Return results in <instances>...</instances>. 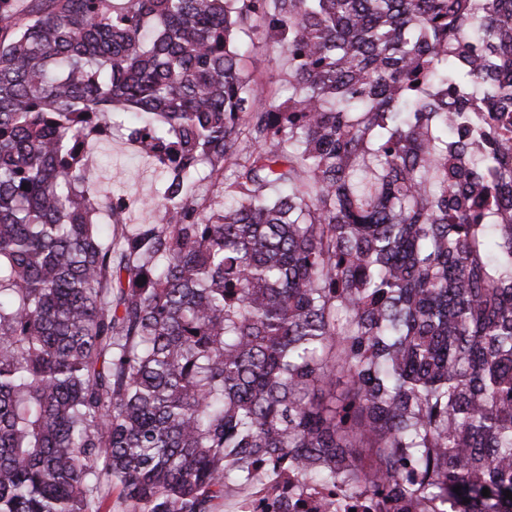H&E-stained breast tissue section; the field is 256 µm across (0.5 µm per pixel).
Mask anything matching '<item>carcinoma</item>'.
<instances>
[{
  "label": "carcinoma",
  "instance_id": "obj_1",
  "mask_svg": "<svg viewBox=\"0 0 512 512\" xmlns=\"http://www.w3.org/2000/svg\"><path fill=\"white\" fill-rule=\"evenodd\" d=\"M117 124L163 224L91 187ZM283 469L512 512V0H0V512H214ZM255 46L247 61L249 70L256 81L255 89L258 95L267 96V90H276V100L283 102L288 99L290 90L285 82L283 68L284 60L279 57L276 49L266 45L262 40L254 39ZM163 207H143L135 204L126 209L124 214V224H163L166 216Z\"/></svg>",
  "mask_w": 512,
  "mask_h": 512
}]
</instances>
